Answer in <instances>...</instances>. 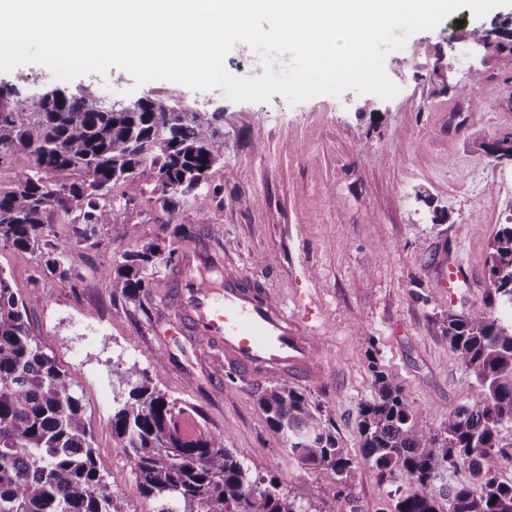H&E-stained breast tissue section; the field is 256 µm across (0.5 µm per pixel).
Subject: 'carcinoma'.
<instances>
[{
	"label": "carcinoma",
	"mask_w": 512,
	"mask_h": 512,
	"mask_svg": "<svg viewBox=\"0 0 512 512\" xmlns=\"http://www.w3.org/2000/svg\"><path fill=\"white\" fill-rule=\"evenodd\" d=\"M478 41L495 35L512 41L508 21L471 31ZM208 112H182L144 99L134 112L52 90L30 106L12 86L0 87V165L15 155L32 166L0 185V246L36 251L42 272L59 274L73 246L97 248L100 231L118 229L133 239L126 214L135 198L113 190L133 183L140 194L160 193L162 206L207 184L224 163V132ZM77 172L70 182H52ZM68 218L69 234L54 231L55 217ZM162 256L158 245L125 251L102 271L111 300L148 294V270ZM488 277L498 283L484 305L449 312L441 334L466 370L478 399L436 424L416 418L401 385L376 374L377 397L362 406V457L380 471L398 473L412 493L397 498L395 512H512V481L498 471L512 463V217L489 243ZM134 381L112 414V435L131 460L136 478L157 512H303L276 478L252 476L224 437L181 433L175 402L136 367ZM258 406L274 432L303 466L349 473L354 461L339 446L325 414L286 382H271ZM471 480L439 498L430 491L437 473L457 463ZM0 512H123L112 481L100 473L84 408L68 376L43 352L8 280L0 275Z\"/></svg>",
	"instance_id": "obj_1"
}]
</instances>
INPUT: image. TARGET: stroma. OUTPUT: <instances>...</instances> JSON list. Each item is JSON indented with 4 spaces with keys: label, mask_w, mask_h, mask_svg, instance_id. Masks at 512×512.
<instances>
[{
    "label": "stroma",
    "mask_w": 512,
    "mask_h": 512,
    "mask_svg": "<svg viewBox=\"0 0 512 512\" xmlns=\"http://www.w3.org/2000/svg\"><path fill=\"white\" fill-rule=\"evenodd\" d=\"M511 15L512 6L481 17L463 7L437 28L409 36L385 58L398 88L388 100L347 90L295 105L279 94L235 102L219 88L194 91L168 81L138 87L116 67L69 82L39 64L0 72V83L26 98L60 89L107 104L148 97L221 115L224 162L207 189L170 211L125 185L136 198L127 213L135 239L108 232L98 248H72L63 278L40 274L33 253L0 248V272L23 301L33 336L81 398L97 466L111 477L125 512L158 507L112 435V413L130 390L119 374L132 366L175 400L184 434H222L252 475L281 479L305 512H394L409 486L363 460L360 409L376 395L378 371L399 383L413 413L431 423L476 399L473 374L436 321L484 304L488 245L512 216V161L484 150L512 131V105L504 100L512 90V50L495 37L464 38L466 29ZM476 70L484 80L474 104L465 90ZM203 213L208 223H198ZM192 223L247 275L311 315L338 374L335 389L305 393L328 412L354 461L345 480L304 468L289 454L256 404L261 386L221 377L219 350L158 339V330L172 326L164 303L168 263L152 276L149 313L136 303H112L101 270L124 251L158 241L160 225ZM443 260L468 266V285L437 287ZM160 354L166 365L159 369Z\"/></svg>",
    "instance_id": "1"
}]
</instances>
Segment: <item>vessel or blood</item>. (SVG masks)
<instances>
[{"label": "vessel or blood", "instance_id": "b4317fda", "mask_svg": "<svg viewBox=\"0 0 512 512\" xmlns=\"http://www.w3.org/2000/svg\"><path fill=\"white\" fill-rule=\"evenodd\" d=\"M178 331L224 352V367L242 382L270 380L330 387L333 374L320 360L321 344L307 316L286 305L255 278L229 267L194 242L169 269Z\"/></svg>", "mask_w": 512, "mask_h": 512}]
</instances>
